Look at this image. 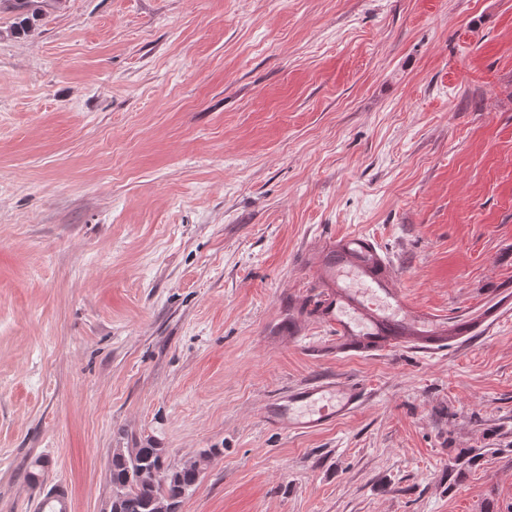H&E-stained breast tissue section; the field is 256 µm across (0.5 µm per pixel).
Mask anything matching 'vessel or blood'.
<instances>
[{"label":"vessel or blood","instance_id":"vessel-or-blood-1","mask_svg":"<svg viewBox=\"0 0 512 512\" xmlns=\"http://www.w3.org/2000/svg\"><path fill=\"white\" fill-rule=\"evenodd\" d=\"M318 274L327 300L324 321L345 351H396L407 339L431 348L462 343L512 318V282L473 309L449 318L413 309L396 284L377 242L363 233L341 235L322 246ZM361 389L339 380H319L288 390L271 413L281 428L309 433L349 416L363 401Z\"/></svg>","mask_w":512,"mask_h":512}]
</instances>
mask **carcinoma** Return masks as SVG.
I'll use <instances>...</instances> for the list:
<instances>
[{"label":"carcinoma","mask_w":512,"mask_h":512,"mask_svg":"<svg viewBox=\"0 0 512 512\" xmlns=\"http://www.w3.org/2000/svg\"><path fill=\"white\" fill-rule=\"evenodd\" d=\"M13 7L24 14L23 31L32 26L40 11L36 0H14ZM110 483L112 512H157L160 500L178 512L182 499L198 486L193 468L172 464L167 449L151 444L134 457L112 453Z\"/></svg>","instance_id":"carcinoma-1"}]
</instances>
